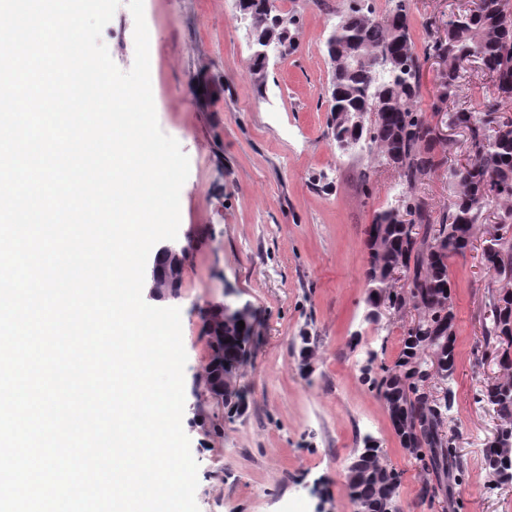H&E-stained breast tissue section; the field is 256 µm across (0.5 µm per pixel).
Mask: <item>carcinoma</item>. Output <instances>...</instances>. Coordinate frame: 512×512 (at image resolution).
Returning a JSON list of instances; mask_svg holds the SVG:
<instances>
[{
	"mask_svg": "<svg viewBox=\"0 0 512 512\" xmlns=\"http://www.w3.org/2000/svg\"><path fill=\"white\" fill-rule=\"evenodd\" d=\"M392 7L379 17L363 0H349L336 23V39L327 41V55L336 64L350 49L357 59L331 76L328 93V134L336 143L364 144L369 156L392 165L404 186L400 207L375 212L366 240L367 303L394 311L408 307L417 320L408 328L396 360L368 367L371 387L384 401L400 444L415 456L422 469L443 465L461 469L456 453L459 433H443L450 393L435 399L427 381H448L457 369L456 313L448 274L449 261L466 257L474 248L479 225L493 218L512 225V0H473L472 7L448 17L443 33L433 38L426 53L438 58L442 69L435 78L428 110L421 108L422 69L410 37L409 0H390ZM256 21L250 33L285 56L296 51L293 30L299 24L276 0L246 4ZM477 62L492 78L493 101L481 111L450 110L468 83L470 62ZM374 112L370 120L368 112ZM365 114L364 125L354 124ZM462 129L466 164H448L439 148V123ZM448 173L453 199L435 211L418 191L421 181ZM488 262L512 268V236L489 239ZM402 269L405 284L388 279ZM232 323L224 343V373L234 378L243 364L251 339V325ZM483 343L501 363L500 377L481 390L480 401L493 411L503 434L512 438V282L500 283L484 296L481 322ZM350 497L366 512H400L396 504L399 474L382 461L375 445L355 451L346 472Z\"/></svg>",
	"mask_w": 512,
	"mask_h": 512,
	"instance_id": "carcinoma-1",
	"label": "carcinoma"
}]
</instances>
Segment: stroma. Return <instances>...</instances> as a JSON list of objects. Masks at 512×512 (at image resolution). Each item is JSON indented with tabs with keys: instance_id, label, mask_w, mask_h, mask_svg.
<instances>
[{
	"instance_id": "35a3bbf8",
	"label": "stroma",
	"mask_w": 512,
	"mask_h": 512,
	"mask_svg": "<svg viewBox=\"0 0 512 512\" xmlns=\"http://www.w3.org/2000/svg\"><path fill=\"white\" fill-rule=\"evenodd\" d=\"M300 19L298 49L270 63L264 86L251 71L248 30L235 0H144L157 120L190 161L178 235L191 241L180 296L185 408L196 460L199 512H354L346 467L364 438L400 475L401 512H512V485L484 466L498 426L477 401L498 374L485 351L482 301L495 274L480 249L449 263L458 356L452 380L432 393L452 399L447 427L466 464L423 472L401 447L365 374L393 362L414 310L367 320V232L376 210L398 205L397 172L365 152H339L326 135V40L347 0H277ZM416 52L428 23L442 25L462 0H409ZM134 19L120 4L102 32L122 70L134 61ZM422 93L440 69L424 57ZM249 307L255 329L236 386L243 402L216 403L197 376L209 357L201 312ZM224 426L212 430L213 422ZM437 490L422 498L424 485Z\"/></svg>"
}]
</instances>
